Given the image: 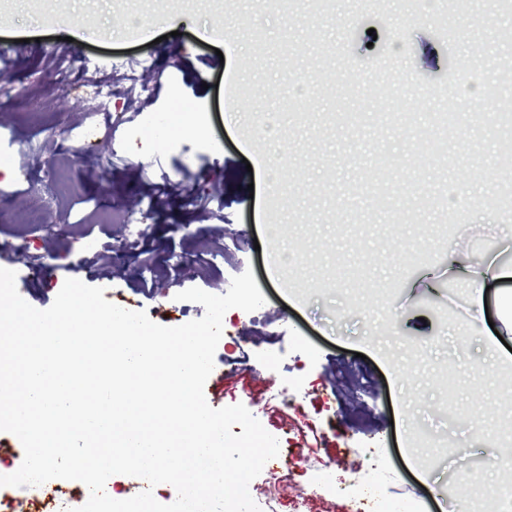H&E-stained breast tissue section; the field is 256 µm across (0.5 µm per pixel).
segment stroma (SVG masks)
<instances>
[{"label":"stroma","mask_w":512,"mask_h":512,"mask_svg":"<svg viewBox=\"0 0 512 512\" xmlns=\"http://www.w3.org/2000/svg\"><path fill=\"white\" fill-rule=\"evenodd\" d=\"M434 2L418 25L415 0H0L13 157L12 177L0 175V268L35 308L75 278L167 326L205 312L177 293L220 295L226 270L251 271L266 303L225 320L204 393L215 408L244 404L293 449L297 481L336 486L310 512H340L364 491L429 512L449 482L487 468L512 400L487 363L497 330L469 324L468 292L448 275L459 241L512 265L503 117L460 88L469 69L471 92L494 84L512 98V8L475 0L450 17ZM172 14L187 19L175 37ZM130 60L144 91L128 96ZM103 88V136L50 159ZM177 107L199 134L153 147L144 119ZM450 108L463 120L446 158L419 162L422 134ZM31 184L50 200L40 224ZM487 184L497 226L478 210L457 235L449 188ZM218 195L223 211L204 209ZM116 208L138 214L139 235L106 223ZM19 235L24 259L10 248ZM276 253L293 258L279 280Z\"/></svg>","instance_id":"stroma-1"}]
</instances>
